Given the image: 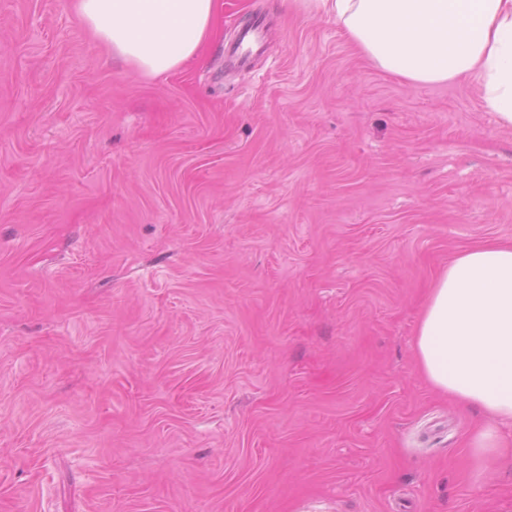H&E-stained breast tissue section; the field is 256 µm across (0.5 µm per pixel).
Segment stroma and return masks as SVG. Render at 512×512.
I'll return each mask as SVG.
<instances>
[{
  "label": "stroma",
  "mask_w": 512,
  "mask_h": 512,
  "mask_svg": "<svg viewBox=\"0 0 512 512\" xmlns=\"http://www.w3.org/2000/svg\"><path fill=\"white\" fill-rule=\"evenodd\" d=\"M220 3L151 77L71 0H0V512H512L415 350L450 260L512 241V126ZM262 28L260 24H252L243 28L239 34L238 41L235 45H232L228 54L231 56L239 65L245 64L248 59V54L251 52V45H258L262 39ZM248 44L249 49L246 51L244 55H238V50L243 46V44Z\"/></svg>",
  "instance_id": "stroma-1"
}]
</instances>
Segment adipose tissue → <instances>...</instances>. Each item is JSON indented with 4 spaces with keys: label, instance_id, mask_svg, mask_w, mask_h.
<instances>
[{
    "label": "adipose tissue",
    "instance_id": "1",
    "mask_svg": "<svg viewBox=\"0 0 512 512\" xmlns=\"http://www.w3.org/2000/svg\"><path fill=\"white\" fill-rule=\"evenodd\" d=\"M382 71L416 85L461 77L512 125V0H309ZM113 57L148 76L178 69L210 35L218 0H75ZM420 369L459 405L477 406L492 427L472 439L494 459L499 426L512 427V241L486 240L459 253L434 281L415 335Z\"/></svg>",
    "mask_w": 512,
    "mask_h": 512
}]
</instances>
